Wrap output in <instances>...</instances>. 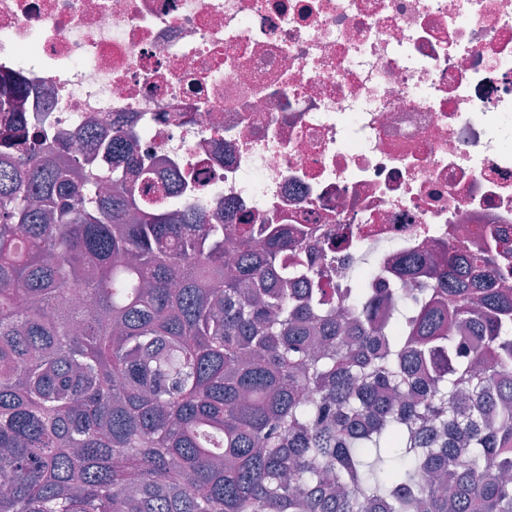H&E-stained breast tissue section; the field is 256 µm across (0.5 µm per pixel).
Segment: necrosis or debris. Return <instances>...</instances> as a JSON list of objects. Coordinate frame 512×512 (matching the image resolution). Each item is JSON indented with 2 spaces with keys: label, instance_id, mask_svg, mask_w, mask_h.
I'll return each mask as SVG.
<instances>
[{
  "label": "necrosis or debris",
  "instance_id": "necrosis-or-debris-1",
  "mask_svg": "<svg viewBox=\"0 0 512 512\" xmlns=\"http://www.w3.org/2000/svg\"><path fill=\"white\" fill-rule=\"evenodd\" d=\"M0 75L69 154L94 123L152 167L191 178L226 226L327 254L347 287L412 301L411 256L512 252V0H0Z\"/></svg>",
  "mask_w": 512,
  "mask_h": 512
}]
</instances>
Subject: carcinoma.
<instances>
[{
    "mask_svg": "<svg viewBox=\"0 0 512 512\" xmlns=\"http://www.w3.org/2000/svg\"><path fill=\"white\" fill-rule=\"evenodd\" d=\"M0 77V512H512V262L491 235L389 289L325 287L141 163L26 133ZM110 180L113 194L98 191Z\"/></svg>",
    "mask_w": 512,
    "mask_h": 512,
    "instance_id": "obj_1",
    "label": "carcinoma"
}]
</instances>
